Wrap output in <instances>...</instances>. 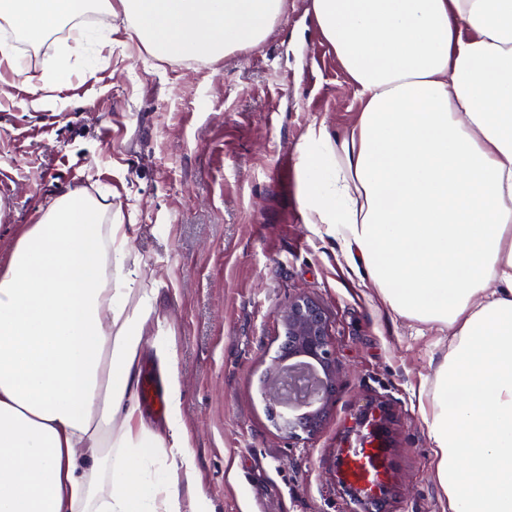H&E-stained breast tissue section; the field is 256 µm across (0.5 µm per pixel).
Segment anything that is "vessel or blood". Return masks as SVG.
Masks as SVG:
<instances>
[{
	"mask_svg": "<svg viewBox=\"0 0 512 512\" xmlns=\"http://www.w3.org/2000/svg\"><path fill=\"white\" fill-rule=\"evenodd\" d=\"M385 472V458L373 447L370 435L365 434L346 450L337 477L345 481L356 499L365 500L368 512H373L375 504L371 497L380 489Z\"/></svg>",
	"mask_w": 512,
	"mask_h": 512,
	"instance_id": "b4317fda",
	"label": "vessel or blood"
}]
</instances>
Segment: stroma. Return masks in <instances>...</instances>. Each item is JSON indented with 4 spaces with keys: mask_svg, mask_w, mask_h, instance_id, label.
<instances>
[{
    "mask_svg": "<svg viewBox=\"0 0 512 512\" xmlns=\"http://www.w3.org/2000/svg\"><path fill=\"white\" fill-rule=\"evenodd\" d=\"M94 72L71 76L33 111L22 80L0 73V259L18 225L75 187L113 192V223L173 336L181 417L195 480L215 512H363L336 479L341 448L391 414L390 490L380 512H447L420 403L448 334L389 314L335 239L304 221L295 155L307 126L342 136L358 103L311 0H288L261 46L216 62L161 59L124 20ZM306 292L329 313L340 382L322 429L291 439L271 417L262 377L283 337L280 311Z\"/></svg>",
    "mask_w": 512,
    "mask_h": 512,
    "instance_id": "obj_1",
    "label": "stroma"
}]
</instances>
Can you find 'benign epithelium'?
Here are the masks:
<instances>
[{"label":"benign epithelium","mask_w":512,"mask_h":512,"mask_svg":"<svg viewBox=\"0 0 512 512\" xmlns=\"http://www.w3.org/2000/svg\"><path fill=\"white\" fill-rule=\"evenodd\" d=\"M284 330L276 356L266 370L262 395L275 406H285V389L294 368L288 362L298 358L312 360L320 369L314 397L298 400L279 413L280 428L293 438L301 433H317L333 405L339 374L336 351L325 308L305 292L297 293L280 312Z\"/></svg>","instance_id":"obj_1"}]
</instances>
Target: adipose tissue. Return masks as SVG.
I'll list each match as a JSON object with an SVG mask.
<instances>
[{
  "label": "adipose tissue",
  "mask_w": 512,
  "mask_h": 512,
  "mask_svg": "<svg viewBox=\"0 0 512 512\" xmlns=\"http://www.w3.org/2000/svg\"><path fill=\"white\" fill-rule=\"evenodd\" d=\"M287 0H0L37 44L82 16L130 22L162 58L263 43ZM359 103L350 131L297 147L306 223L336 237L391 314L446 329L424 413L448 512H512V0H312ZM112 196L48 199L0 265V512H212L180 382L166 431L138 398L156 291Z\"/></svg>",
  "instance_id": "1"
}]
</instances>
